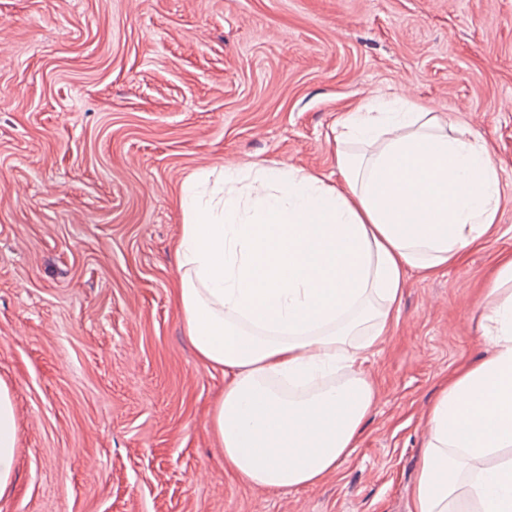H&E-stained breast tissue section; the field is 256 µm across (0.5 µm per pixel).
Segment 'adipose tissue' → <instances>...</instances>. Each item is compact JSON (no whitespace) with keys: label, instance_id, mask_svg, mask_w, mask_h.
<instances>
[{"label":"adipose tissue","instance_id":"1","mask_svg":"<svg viewBox=\"0 0 512 512\" xmlns=\"http://www.w3.org/2000/svg\"><path fill=\"white\" fill-rule=\"evenodd\" d=\"M343 184L283 165L201 171L180 191L178 305L197 357L224 372L209 427L224 468L269 491L313 487L358 445L376 399L361 366L398 310L407 272L437 275L495 227L498 165L445 117L394 100L336 132ZM490 357L444 379L408 512H512V255L480 302ZM19 431L0 380V499Z\"/></svg>","mask_w":512,"mask_h":512}]
</instances>
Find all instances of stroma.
<instances>
[{"mask_svg":"<svg viewBox=\"0 0 512 512\" xmlns=\"http://www.w3.org/2000/svg\"><path fill=\"white\" fill-rule=\"evenodd\" d=\"M383 96L485 143L497 227L408 274L336 475L244 485L208 424L224 373L176 302L174 200L229 164L339 184L336 124ZM506 253L512 0H0V380L19 425L0 512H408L439 384L489 350L478 292Z\"/></svg>","mask_w":512,"mask_h":512,"instance_id":"obj_1","label":"stroma"}]
</instances>
